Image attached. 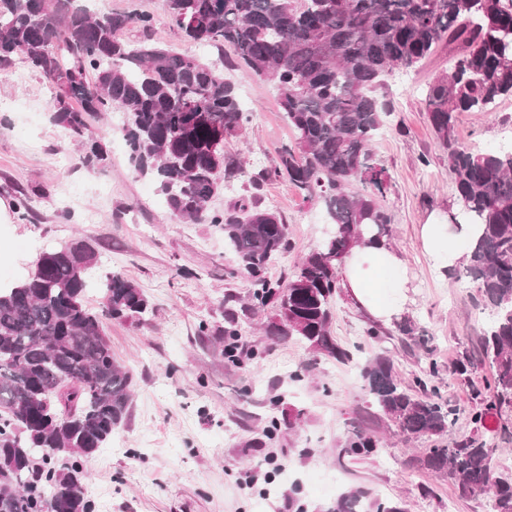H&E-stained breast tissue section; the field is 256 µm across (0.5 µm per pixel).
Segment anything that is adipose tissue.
Listing matches in <instances>:
<instances>
[{"label": "adipose tissue", "instance_id": "adipose-tissue-1", "mask_svg": "<svg viewBox=\"0 0 512 512\" xmlns=\"http://www.w3.org/2000/svg\"><path fill=\"white\" fill-rule=\"evenodd\" d=\"M477 234V225L467 223L427 224L422 228L430 252L445 267L470 250ZM342 286L356 307L386 325L404 311L407 303L404 264L382 245L351 252L344 263Z\"/></svg>", "mask_w": 512, "mask_h": 512}]
</instances>
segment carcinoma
Listing matches in <instances>:
<instances>
[{
  "mask_svg": "<svg viewBox=\"0 0 512 512\" xmlns=\"http://www.w3.org/2000/svg\"><path fill=\"white\" fill-rule=\"evenodd\" d=\"M169 25L189 44L234 56L243 73L277 85L293 140L269 166L224 152L251 122L234 85L217 68L148 37L153 17L93 12L72 0H0V73L17 61L52 86L53 121L95 171L108 155L90 119L125 114L123 132L138 176L152 178L175 221L212 224L249 277L251 305L277 304L270 335L295 336L314 351L345 361L350 350L330 336L331 302L341 269L356 247L384 243L390 218L383 169L372 142L386 112L375 91L388 76L417 66L438 47L451 65L429 83L428 118L448 148L457 205L480 225L471 251L448 274L476 288L489 313L480 337L489 363L488 396L470 414L473 434L424 448L411 462L456 485L460 496L485 495L490 512H512V476L487 462L495 448L480 439L487 419L512 409V150L459 151L451 133L463 112H489L512 96V0H164ZM138 27L131 41L124 30ZM240 176L256 189L272 177L323 200L335 232L292 279H270L268 266L290 248L288 225L256 194L223 211L210 207L223 179ZM360 182L351 195L347 186ZM95 248L83 239L41 253L21 283L0 288V512H91L88 474L79 458L105 447L130 413L132 375L118 365L102 318L138 321L149 310L143 291L121 272L100 283V309L88 305ZM401 342L428 355V370L406 384L392 360L361 367L369 404L405 441L457 427V409L442 400L431 338L409 318ZM380 441L357 432L344 452L369 456ZM46 448L58 449L49 459ZM362 490L326 512H355Z\"/></svg>",
  "mask_w": 512,
  "mask_h": 512,
  "instance_id": "1",
  "label": "carcinoma"
}]
</instances>
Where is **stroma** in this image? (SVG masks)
<instances>
[{
    "mask_svg": "<svg viewBox=\"0 0 512 512\" xmlns=\"http://www.w3.org/2000/svg\"><path fill=\"white\" fill-rule=\"evenodd\" d=\"M102 8L149 13L152 40L192 50L206 63L217 60L213 48L186 47L165 20L164 0H104ZM449 64L447 50H438L378 89L387 117L373 141L386 180L392 246L411 280L406 315L434 336L443 370L476 351L487 322L474 289L440 270L420 234L422 225L448 222L457 209L448 152L425 108L428 84ZM224 77L252 116L244 138L226 143L225 152L272 163L292 137L278 87L230 68ZM50 100L49 83L26 64L0 75V198L11 203L27 191L34 211L30 221L0 224V283L24 278L40 252L81 237L98 253V277L124 272L154 308L142 325L103 322L116 359L133 376V399L126 424L84 461L94 512H324L358 488L404 500L408 512H489L486 499L460 497L452 482L409 466L414 445L402 444L368 405L359 363L389 355L410 383L426 366L421 349L365 336L371 319L345 294L333 303L329 329L353 349L352 360L269 336L275 311L251 306L223 232L170 219L156 183L133 174L129 147L112 120L92 124L110 162L88 172L67 132L52 121ZM454 137L475 152L512 147V97L490 112L462 113ZM259 194L288 226L291 247L268 271L284 280L333 226L324 204L286 179L265 182ZM231 318L246 351L238 363L224 354L227 337L198 329L203 322L221 329ZM488 371L482 364L468 378L445 377L441 395L459 408L460 425L469 423L472 386H483ZM275 421L276 436L267 438ZM359 430L379 437L384 452L344 454Z\"/></svg>",
    "mask_w": 512,
    "mask_h": 512,
    "instance_id": "stroma-1",
    "label": "stroma"
}]
</instances>
